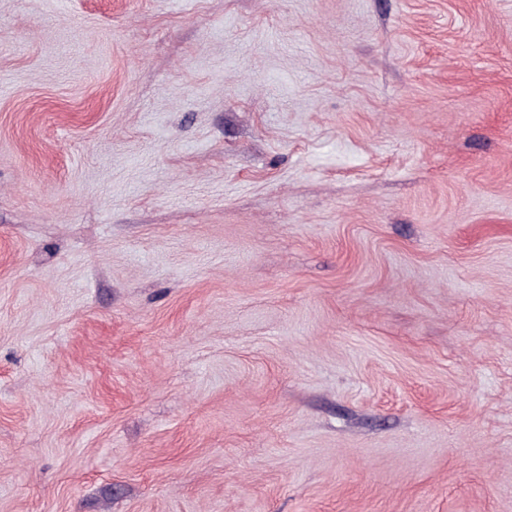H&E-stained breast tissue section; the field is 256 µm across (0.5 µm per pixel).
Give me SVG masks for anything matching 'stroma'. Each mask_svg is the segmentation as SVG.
Masks as SVG:
<instances>
[{"label":"stroma","instance_id":"1","mask_svg":"<svg viewBox=\"0 0 512 512\" xmlns=\"http://www.w3.org/2000/svg\"><path fill=\"white\" fill-rule=\"evenodd\" d=\"M0 512H512V0H0Z\"/></svg>","mask_w":512,"mask_h":512}]
</instances>
